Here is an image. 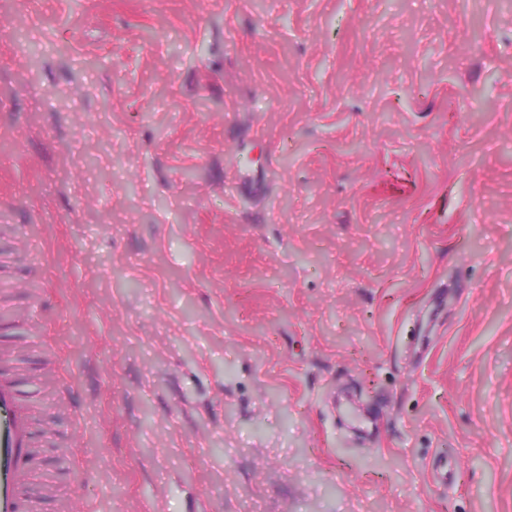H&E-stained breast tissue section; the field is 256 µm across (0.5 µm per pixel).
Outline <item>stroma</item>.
I'll return each instance as SVG.
<instances>
[{"label":"stroma","mask_w":512,"mask_h":512,"mask_svg":"<svg viewBox=\"0 0 512 512\" xmlns=\"http://www.w3.org/2000/svg\"><path fill=\"white\" fill-rule=\"evenodd\" d=\"M1 312L37 512H512V0H0Z\"/></svg>","instance_id":"stroma-1"}]
</instances>
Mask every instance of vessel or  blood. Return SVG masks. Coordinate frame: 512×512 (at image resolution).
I'll list each match as a JSON object with an SVG mask.
<instances>
[{
	"instance_id": "1",
	"label": "vessel or blood",
	"mask_w": 512,
	"mask_h": 512,
	"mask_svg": "<svg viewBox=\"0 0 512 512\" xmlns=\"http://www.w3.org/2000/svg\"><path fill=\"white\" fill-rule=\"evenodd\" d=\"M34 446L33 417L19 397L11 372L0 371V512H23L37 487L24 486L20 476Z\"/></svg>"
}]
</instances>
